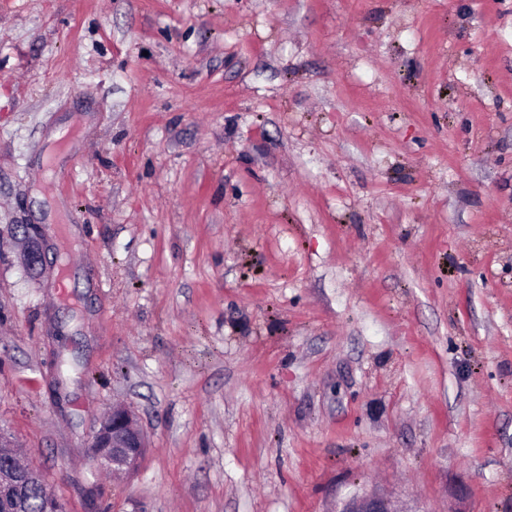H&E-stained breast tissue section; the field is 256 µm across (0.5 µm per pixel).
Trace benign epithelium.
<instances>
[{
  "mask_svg": "<svg viewBox=\"0 0 512 512\" xmlns=\"http://www.w3.org/2000/svg\"><path fill=\"white\" fill-rule=\"evenodd\" d=\"M90 447L98 449V458L114 466L131 468L148 447L147 436L127 407L112 408L100 421L92 435ZM21 471L15 467L0 470V503L9 502L19 494ZM343 512H397L390 502L374 493L356 496L348 501Z\"/></svg>",
  "mask_w": 512,
  "mask_h": 512,
  "instance_id": "benign-epithelium-1",
  "label": "benign epithelium"
}]
</instances>
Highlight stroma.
<instances>
[{"label":"stroma","mask_w":512,"mask_h":512,"mask_svg":"<svg viewBox=\"0 0 512 512\" xmlns=\"http://www.w3.org/2000/svg\"><path fill=\"white\" fill-rule=\"evenodd\" d=\"M0 432L66 512H512V0H0ZM90 448H99L98 458L113 466L131 468L148 448L147 436L127 407H113L92 435ZM112 448V454L109 452ZM343 512H421V510L392 509L390 502L374 493L353 497L345 504Z\"/></svg>","instance_id":"obj_1"}]
</instances>
